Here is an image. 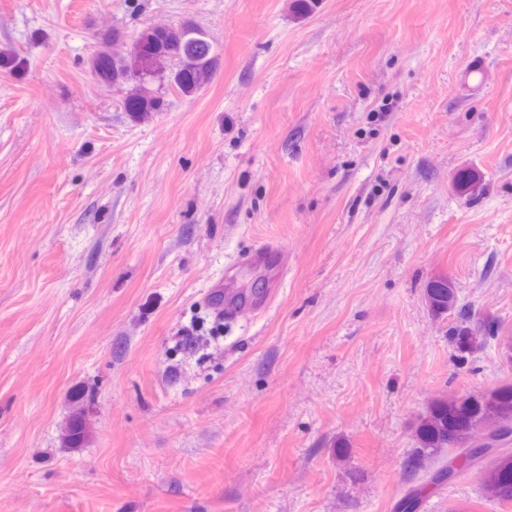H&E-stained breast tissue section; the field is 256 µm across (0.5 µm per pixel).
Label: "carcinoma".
Returning a JSON list of instances; mask_svg holds the SVG:
<instances>
[{
	"label": "carcinoma",
	"mask_w": 512,
	"mask_h": 512,
	"mask_svg": "<svg viewBox=\"0 0 512 512\" xmlns=\"http://www.w3.org/2000/svg\"><path fill=\"white\" fill-rule=\"evenodd\" d=\"M23 64L15 50L0 48V68L10 73ZM217 65L218 54L207 32L191 22L146 27L130 44L121 31H107L99 37V48L88 60L90 71L101 83L128 86L123 107L135 120L165 109L167 102L160 86L191 97L211 80ZM425 298L437 316L454 311L458 304L455 285L445 275L428 283ZM448 339L460 365L492 341L512 353V336L502 335L496 322L475 312L463 314L449 326ZM480 430L493 435L495 442L474 443L473 437ZM491 447L499 449V463L486 469L479 461ZM439 454L445 463L427 471L423 481L397 502L395 512H420L424 500L438 486L473 469L480 470L484 499L500 506L512 504L511 380L429 402L415 423L414 448L408 458L411 471H419Z\"/></svg>",
	"instance_id": "1"
}]
</instances>
